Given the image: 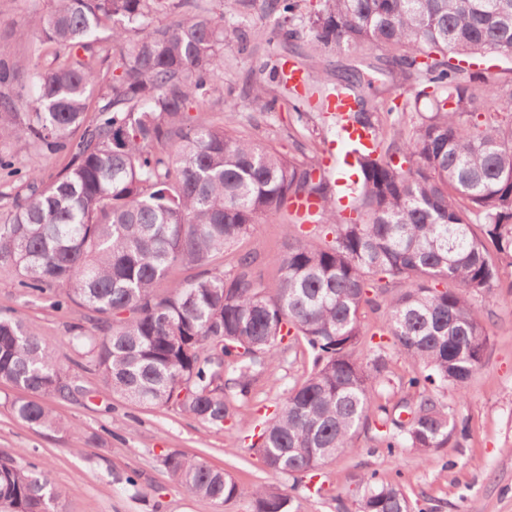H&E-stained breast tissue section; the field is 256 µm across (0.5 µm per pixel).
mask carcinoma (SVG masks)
Returning <instances> with one entry per match:
<instances>
[{"label":"carcinoma","mask_w":512,"mask_h":512,"mask_svg":"<svg viewBox=\"0 0 512 512\" xmlns=\"http://www.w3.org/2000/svg\"><path fill=\"white\" fill-rule=\"evenodd\" d=\"M302 0H264L277 14L275 33L293 41ZM182 0H59L34 19L42 41L68 50L53 68L33 71L31 111L0 99V133L39 150L66 152L71 166L46 179L30 173L26 193L0 217V266L19 287L48 294L62 309L76 299L96 314L72 341L112 391L149 408H172L212 427L234 419L224 394L251 393L255 368L276 361L290 337L314 353L309 376L288 390L262 423L257 449L265 467L301 485L327 460L375 430L389 455L414 448L426 457L465 435L438 403L483 362L489 336L474 300L500 287L512 268V84L473 70L489 54L512 61V0H317L308 12L313 48L381 50L374 67L409 84L412 98L385 109L369 99L372 79L353 71L333 91L355 96L356 124L372 130L378 153L355 157L351 206L337 207L324 168L210 125L202 116L219 88L223 44L250 42L224 27V13H184ZM108 33L119 58L100 79L94 57L78 49ZM260 72L281 88L255 82L247 100L263 112L291 103L303 123L326 111L327 88L301 94L288 87L279 61ZM19 66L0 60V86ZM100 105L88 119L91 90ZM431 110L408 131L384 122L423 99ZM201 112L197 123L191 106ZM483 111L484 120L462 116ZM320 204L324 245L294 238L271 262L280 277L271 295L243 257L226 273L214 265L251 225L293 197ZM177 264L196 269L161 296L157 283ZM444 282L453 288L439 289ZM386 300L378 344L369 361L355 357L361 311ZM418 366L399 386L411 417L402 421L378 401L391 383V356ZM0 382L22 388L16 418L35 428L61 422L47 402L85 395L52 345L0 313ZM162 464L190 494L222 503L247 496L253 512H291L284 493L241 487L232 475L178 452ZM361 482L358 512H412L397 484ZM57 489L32 462L0 456V505L8 512H51Z\"/></svg>","instance_id":"obj_1"}]
</instances>
